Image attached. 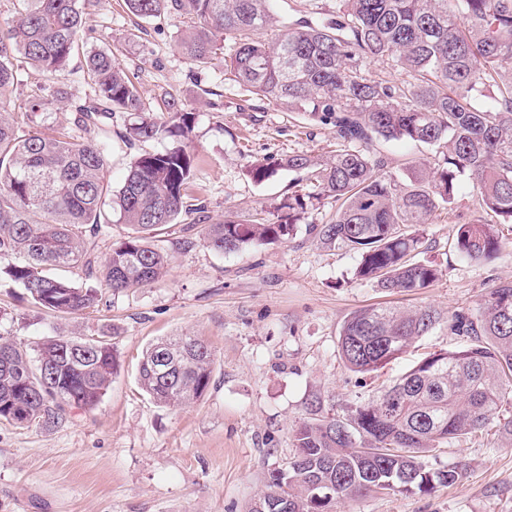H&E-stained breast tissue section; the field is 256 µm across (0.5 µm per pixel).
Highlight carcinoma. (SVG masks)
Segmentation results:
<instances>
[{
    "instance_id": "1",
    "label": "carcinoma",
    "mask_w": 512,
    "mask_h": 512,
    "mask_svg": "<svg viewBox=\"0 0 512 512\" xmlns=\"http://www.w3.org/2000/svg\"><path fill=\"white\" fill-rule=\"evenodd\" d=\"M17 18L0 31V98L15 83L18 63L53 80L49 99L35 94L17 117L0 112V286L21 288L41 310L76 314L98 304L95 288L59 275L92 272L85 237L110 223L111 204L129 227L112 245L104 281L115 295L162 278L169 254L150 239L186 210L195 156L183 146L144 152L129 163L121 187L104 180L112 154V115L129 122L139 142L188 138L192 116L172 94L161 98L159 122L146 115L136 83L110 50L84 53L94 97L75 105L70 134L23 133L19 119L47 123L50 108L69 98L68 65L85 25L80 0H18ZM273 0H125L143 21L188 12L179 51L208 64L233 41L224 75L246 97L285 104L333 124L336 154H292L279 165L336 201V212L307 231L322 245L360 257L354 276L393 294L434 286L441 270L416 259L422 240L412 227L449 207L463 181L476 190L481 219L458 225L453 249L463 259L491 260L502 248L499 224L512 223V0H336V16L288 21L269 32ZM390 61L410 79L396 84L362 67ZM493 88L492 102L479 96ZM411 141L431 156L402 173L385 170L376 146ZM302 213L272 222L260 211L247 223L232 210L208 224L202 240L214 251L285 241ZM431 306L402 310L370 306L352 312L339 335L347 367L375 372L397 359L440 321ZM469 343L429 354L377 395L340 416L313 395L293 429L295 453L269 473L256 498L264 512H336L369 494H428L456 482L455 467L431 469L428 453L443 442L496 428L512 445V279L495 283L469 314L448 317ZM35 356L0 336V421L52 426L73 408L92 409L112 383V343L44 338ZM214 354L198 336H168L149 344L139 364L141 389L162 406L200 398L213 374Z\"/></svg>"
}]
</instances>
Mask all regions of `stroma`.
Listing matches in <instances>:
<instances>
[{
    "label": "stroma",
    "instance_id": "obj_1",
    "mask_svg": "<svg viewBox=\"0 0 512 512\" xmlns=\"http://www.w3.org/2000/svg\"><path fill=\"white\" fill-rule=\"evenodd\" d=\"M81 40L110 49L137 73L147 106L172 93L194 114L189 150L197 162L187 202L202 224H219L225 210L250 219L285 215L304 196L306 224L292 238L222 254L198 231L165 227L155 247L168 252L167 275L147 288L112 295L105 283L77 270L75 283L98 289L95 308L72 315L34 307L19 288H0V334L25 348L59 329L74 339L107 337L114 350L112 385L92 410L71 411L51 427L0 422V512H246L269 472L293 453L292 428L314 394L336 414L388 385L428 354L464 346L443 322L402 356L376 372L350 371L338 337L354 310L371 305H431L451 315L474 310L496 281L512 279V224L498 227L503 248L490 261L470 262L452 248L458 225L479 215L471 186L451 208L418 226L420 260L436 264L439 281L416 295L389 294L353 277L357 253L326 248L306 231L325 222L333 198L309 197L301 173L281 168L294 153L324 157L336 149L332 125L267 101L244 102L224 78V61L200 67L175 40L189 20L165 15L144 22L123 0H88ZM127 120L112 119V157L104 176L120 188L137 154L173 147L123 138ZM276 163L269 179L246 173ZM190 332L212 347V383L198 401L155 404L138 384L146 347L163 336ZM432 469L458 467L461 478L429 494H371L337 512H512V447L493 432L446 443L426 459Z\"/></svg>",
    "mask_w": 512,
    "mask_h": 512
}]
</instances>
